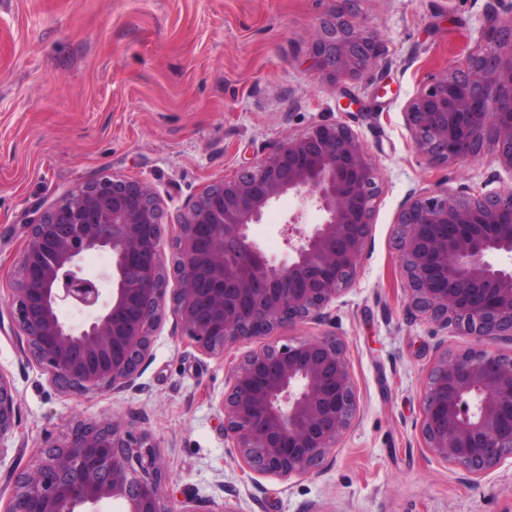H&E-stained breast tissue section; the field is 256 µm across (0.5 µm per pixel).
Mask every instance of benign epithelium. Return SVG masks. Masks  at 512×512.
<instances>
[{
	"instance_id": "7a95c632",
	"label": "benign epithelium",
	"mask_w": 512,
	"mask_h": 512,
	"mask_svg": "<svg viewBox=\"0 0 512 512\" xmlns=\"http://www.w3.org/2000/svg\"><path fill=\"white\" fill-rule=\"evenodd\" d=\"M481 43L448 64L408 104L415 149L439 164L477 158L487 146L512 171V0H498ZM309 53L336 79L374 63V35L329 20ZM379 172L343 122H322L279 142L254 166L207 187L175 240L172 314L209 357L285 325L329 319L367 247ZM322 213L311 230L284 225L288 260L274 263L250 226L282 196ZM164 213L154 189L102 178L68 194L29 225L12 301L31 356L75 393L121 391L146 359L165 315ZM400 261L415 307L474 346L443 356L424 395L421 433L444 461L474 475L512 455V358L481 345L512 341V191L446 188L410 194L398 217ZM91 251L112 263L97 277L79 265ZM93 317L74 329L62 307ZM224 438L242 470L285 478L318 466L350 426L357 401L344 345L332 335L248 352L222 402ZM19 425L11 380L0 373V440ZM148 435L118 420L78 422L20 474L6 512H79L107 500L123 512H207L194 496H164L165 466Z\"/></svg>"
}]
</instances>
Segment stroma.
Segmentation results:
<instances>
[{
  "instance_id": "1",
  "label": "stroma",
  "mask_w": 512,
  "mask_h": 512,
  "mask_svg": "<svg viewBox=\"0 0 512 512\" xmlns=\"http://www.w3.org/2000/svg\"><path fill=\"white\" fill-rule=\"evenodd\" d=\"M496 0H0V373L13 382L18 428L0 440V512L15 480L75 422L122 420L148 434L165 465L164 491L206 499L210 512H512V457L474 476L436 457L420 423L442 355L471 347L415 308L397 249L409 193L445 187L486 194L512 187L492 148L440 165L421 156L408 102L465 57ZM339 13L376 35L378 60L331 79L308 47ZM362 139L380 178L369 244L330 319L284 326L283 345L334 335L346 349L358 410L326 460L281 478L242 472L224 439L221 402L241 342L203 355L173 315L154 331L130 388L78 394L51 383L11 320L28 226L86 182L150 184L173 243L188 206L208 186L255 165L273 146L324 121ZM319 213L287 195L252 225L282 261L291 215Z\"/></svg>"
}]
</instances>
